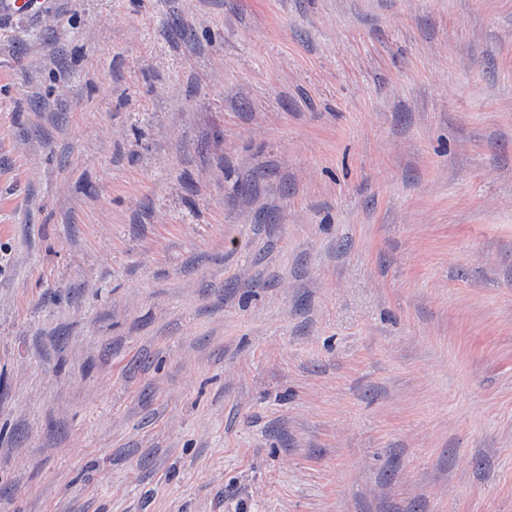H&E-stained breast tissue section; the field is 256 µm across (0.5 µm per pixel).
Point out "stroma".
<instances>
[{
    "instance_id": "35a3bbf8",
    "label": "stroma",
    "mask_w": 512,
    "mask_h": 512,
    "mask_svg": "<svg viewBox=\"0 0 512 512\" xmlns=\"http://www.w3.org/2000/svg\"><path fill=\"white\" fill-rule=\"evenodd\" d=\"M0 512H512V0L0 17Z\"/></svg>"
}]
</instances>
